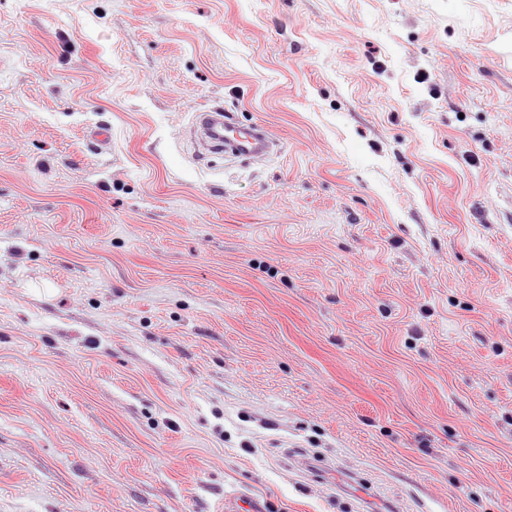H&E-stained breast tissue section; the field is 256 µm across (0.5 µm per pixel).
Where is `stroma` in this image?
<instances>
[{"instance_id": "35a3bbf8", "label": "stroma", "mask_w": 512, "mask_h": 512, "mask_svg": "<svg viewBox=\"0 0 512 512\" xmlns=\"http://www.w3.org/2000/svg\"><path fill=\"white\" fill-rule=\"evenodd\" d=\"M238 493L512 512V0H0V512ZM194 122L201 144L211 152L250 156L267 154L273 150L261 125H254L247 130L234 129L236 124L228 112L198 111L194 113ZM224 129L230 131L223 138Z\"/></svg>"}]
</instances>
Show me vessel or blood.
<instances>
[{"label": "vessel or blood", "mask_w": 512, "mask_h": 512, "mask_svg": "<svg viewBox=\"0 0 512 512\" xmlns=\"http://www.w3.org/2000/svg\"><path fill=\"white\" fill-rule=\"evenodd\" d=\"M194 122L201 144L211 152L250 156L267 154L273 149L262 126L237 129L232 119L225 117L224 113L202 110L195 113Z\"/></svg>", "instance_id": "obj_1"}]
</instances>
